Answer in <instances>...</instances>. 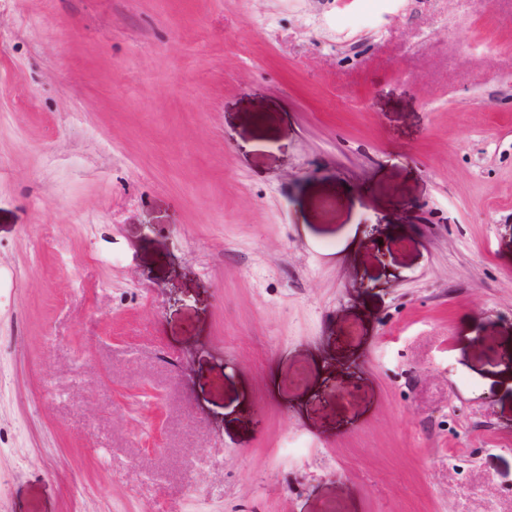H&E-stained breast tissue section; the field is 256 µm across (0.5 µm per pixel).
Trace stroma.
<instances>
[{"label":"stroma","mask_w":512,"mask_h":512,"mask_svg":"<svg viewBox=\"0 0 512 512\" xmlns=\"http://www.w3.org/2000/svg\"><path fill=\"white\" fill-rule=\"evenodd\" d=\"M510 363L512 0H0V512H512Z\"/></svg>","instance_id":"1"}]
</instances>
